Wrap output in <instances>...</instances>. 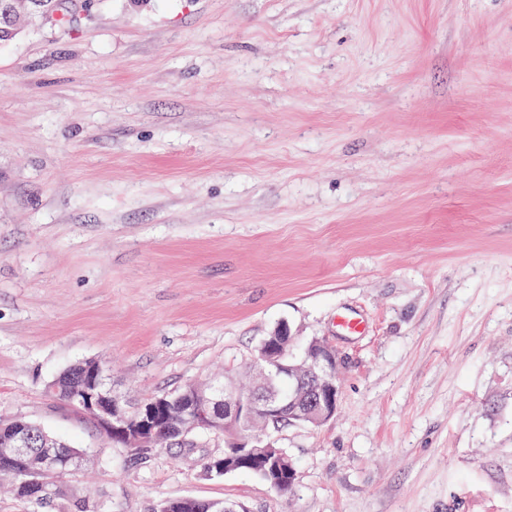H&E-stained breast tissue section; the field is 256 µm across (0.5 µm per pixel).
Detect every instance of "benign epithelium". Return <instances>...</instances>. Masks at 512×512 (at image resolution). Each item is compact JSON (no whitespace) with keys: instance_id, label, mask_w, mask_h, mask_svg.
Instances as JSON below:
<instances>
[{"instance_id":"7a95c632","label":"benign epithelium","mask_w":512,"mask_h":512,"mask_svg":"<svg viewBox=\"0 0 512 512\" xmlns=\"http://www.w3.org/2000/svg\"><path fill=\"white\" fill-rule=\"evenodd\" d=\"M291 337L282 330L274 338L264 340L261 360L255 366L265 377L286 375L300 383L308 384L298 389L285 402L275 392L262 396V404L253 400L243 401L237 388L224 387V398L199 403L190 398L182 402L190 408V421L195 426L206 427L211 434L224 430V469L236 467L247 449L271 447L264 443V434L256 433L253 424L256 416L267 420L278 416L285 407H291L298 418L318 426L329 420L336 411L339 392L337 384L338 358L334 347L322 341L315 342L301 363H288ZM104 383L102 365L98 362L78 371L77 388L73 400L84 413L90 415L101 434L108 440L117 438L124 448H153L156 439L153 422L173 420L175 408L164 398L152 401L134 412L126 401L112 397V391L102 390ZM29 456L28 437L8 434L0 441V464L22 473V465Z\"/></svg>"}]
</instances>
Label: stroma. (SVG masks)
Wrapping results in <instances>:
<instances>
[{"label": "stroma", "mask_w": 512, "mask_h": 512, "mask_svg": "<svg viewBox=\"0 0 512 512\" xmlns=\"http://www.w3.org/2000/svg\"><path fill=\"white\" fill-rule=\"evenodd\" d=\"M282 326L339 351L288 494L47 389L238 377ZM0 415L102 512H512V0H92L0 47ZM6 420L17 429L26 432L32 448L41 447L43 443V434H45L49 439V443H47L46 447L49 445H56L57 452L60 456L68 455L66 459L71 472L74 473L82 470L87 465L88 458L84 453L76 452L70 454L73 451H78V448L51 436L38 424L21 416H16ZM28 437L21 434H9L8 432L2 441L0 439V464H3L8 468L15 469L18 474L22 473V465L24 464L25 459L29 456ZM1 442L4 447H1ZM226 501H204L176 498L162 503L156 512H224Z\"/></svg>", "instance_id": "1"}]
</instances>
